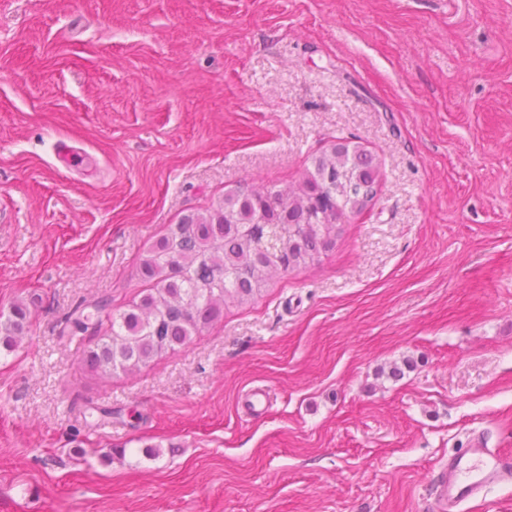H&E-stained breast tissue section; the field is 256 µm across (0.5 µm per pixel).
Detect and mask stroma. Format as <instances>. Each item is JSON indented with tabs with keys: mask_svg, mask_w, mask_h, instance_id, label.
Segmentation results:
<instances>
[{
	"mask_svg": "<svg viewBox=\"0 0 512 512\" xmlns=\"http://www.w3.org/2000/svg\"><path fill=\"white\" fill-rule=\"evenodd\" d=\"M340 141L382 181L332 250L138 373L79 370L71 314L137 298L167 225ZM16 302L0 512H430L472 436L512 454V0H0ZM28 315L29 310L27 306L16 304L5 318V321L0 323L1 329L4 331L3 342L7 348L13 350L18 346L22 338L19 335L23 331Z\"/></svg>",
	"mask_w": 512,
	"mask_h": 512,
	"instance_id": "stroma-1",
	"label": "stroma"
}]
</instances>
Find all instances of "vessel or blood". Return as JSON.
Wrapping results in <instances>:
<instances>
[{
	"label": "vessel or blood",
	"mask_w": 512,
	"mask_h": 512,
	"mask_svg": "<svg viewBox=\"0 0 512 512\" xmlns=\"http://www.w3.org/2000/svg\"><path fill=\"white\" fill-rule=\"evenodd\" d=\"M512 478V455L474 441L462 453L449 456L435 479L433 512H456L465 501Z\"/></svg>",
	"instance_id": "obj_1"
}]
</instances>
